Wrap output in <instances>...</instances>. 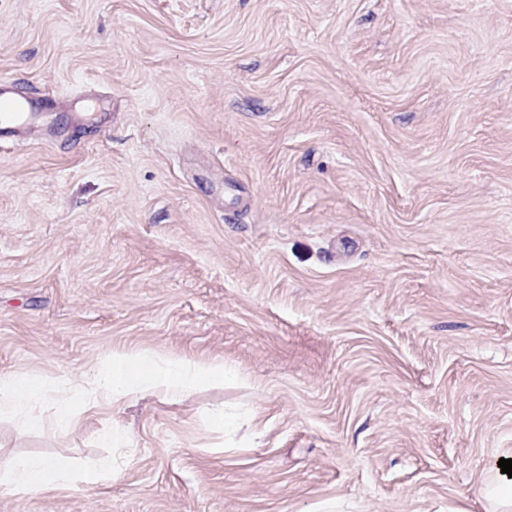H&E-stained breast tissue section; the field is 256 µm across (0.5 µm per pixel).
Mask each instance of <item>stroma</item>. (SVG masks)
<instances>
[{"mask_svg":"<svg viewBox=\"0 0 512 512\" xmlns=\"http://www.w3.org/2000/svg\"><path fill=\"white\" fill-rule=\"evenodd\" d=\"M1 81L55 133L0 140V372L228 373L1 414V463L112 471L0 512H486L512 459V0H0Z\"/></svg>","mask_w":512,"mask_h":512,"instance_id":"35a3bbf8","label":"stroma"}]
</instances>
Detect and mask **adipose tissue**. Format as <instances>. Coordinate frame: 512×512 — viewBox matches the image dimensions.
Wrapping results in <instances>:
<instances>
[{"label":"adipose tissue","instance_id":"ef3b65f1","mask_svg":"<svg viewBox=\"0 0 512 512\" xmlns=\"http://www.w3.org/2000/svg\"><path fill=\"white\" fill-rule=\"evenodd\" d=\"M225 372L220 363L190 364L175 358L161 360L148 351L116 353L102 368L87 374L85 391L118 405L129 396L149 390L159 381L171 394L179 395L198 381L223 379ZM74 393V388L64 378L49 386L21 375L1 373L0 413L8 412L23 418L33 405L50 399L56 406L58 419L63 421L69 416V402ZM111 470V462L104 460L96 468L75 476L43 458L29 456L0 465V487L14 492H30L71 481L91 488Z\"/></svg>","mask_w":512,"mask_h":512}]
</instances>
